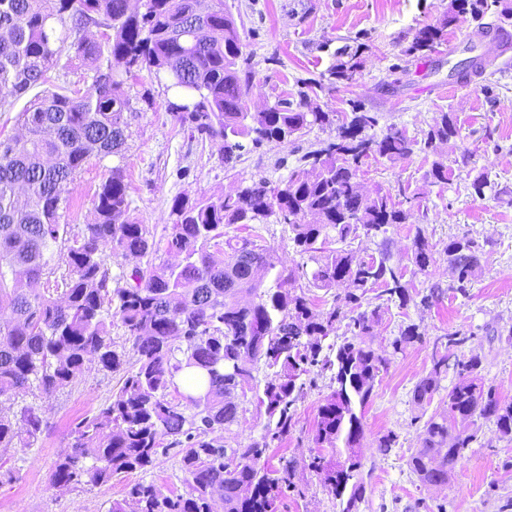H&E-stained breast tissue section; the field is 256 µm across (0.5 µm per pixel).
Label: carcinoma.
<instances>
[{
	"label": "carcinoma",
	"instance_id": "cac0c4a2",
	"mask_svg": "<svg viewBox=\"0 0 512 512\" xmlns=\"http://www.w3.org/2000/svg\"><path fill=\"white\" fill-rule=\"evenodd\" d=\"M496 9L501 23L512 21V0H454L443 19L419 28L406 54H427L441 44L446 29L467 18L481 29ZM210 30L197 42L196 24ZM102 29L90 39L87 29ZM223 0H0V111L8 112L28 91L50 82L49 70L62 53L92 72L84 90L57 86L37 92L18 120L27 134L0 141V398L14 400L36 389L50 396L69 384L90 359L118 371L125 353L113 349L108 319L119 317L133 338L134 369L126 372L112 401L71 430L72 443L51 474L57 490L98 486L112 477L153 466L160 438L182 448L188 492L165 494L152 484L136 483L109 512H277V502L294 486L293 462L268 469L263 460L274 443L293 427L296 402L315 377L331 372L333 387L318 409L314 442L319 448L308 467L322 476L340 512H358L366 486L360 477L365 428L360 411L373 394L390 357L423 341L415 324L400 330L392 351L378 352L363 337L373 335L380 307L368 310V292L381 290L403 307L412 300L402 268L382 248L361 256L354 241L378 237L404 224L410 210L387 192L362 193L359 175L366 162L396 163L418 145L429 149L458 136L454 118L442 113L423 141L390 127L370 133L378 119L353 104L339 115L312 107L308 93L298 102L281 99L249 111L245 97L252 79L250 54ZM363 45L343 52L330 70L334 83L350 84L361 67ZM487 54L456 72L464 83L486 69ZM145 71L167 80L173 92L168 111L190 138L220 142L224 164L240 158L245 142L259 146L284 142L314 126L336 125L335 139L303 156L284 185L260 179L234 194L174 198L167 249L182 257L177 265H153L154 232L125 218L128 211L124 170L113 166L95 197L93 223L79 230L60 223V205L91 155L103 160L124 156L130 98L123 86ZM452 172L440 160L427 177L446 185ZM288 216L296 252L317 263L276 268L272 250L258 234L225 238L224 227L265 224ZM224 245L218 261L209 245ZM62 265L52 266L54 248ZM434 245L417 232L411 259L421 271ZM480 244L469 237L448 241L444 252L456 272L455 290L464 295L479 268ZM146 259L114 280L106 253ZM275 273V289L262 290ZM53 287L35 292L42 277ZM318 289L346 285L345 307L319 312L299 281ZM118 282L116 287L110 283ZM124 285H119V282ZM246 295L254 296L243 301ZM344 329L342 340L324 345ZM470 340L455 331L433 342L431 369L413 389L421 406L431 401L448 351L455 350L456 382L448 390V413L429 417L420 448L411 456L413 474L424 485L448 483V474L476 441V433L457 423L479 418L493 424L501 439L512 441V401L485 384L482 361L462 348ZM267 369L257 393L269 425L260 439L227 448L210 437L238 423V389L253 380L244 359ZM197 368L205 389L181 392L176 376ZM180 400L168 398L169 391ZM43 425L42 409L24 404L13 418L0 415V449L29 448Z\"/></svg>",
	"mask_w": 512,
	"mask_h": 512
}]
</instances>
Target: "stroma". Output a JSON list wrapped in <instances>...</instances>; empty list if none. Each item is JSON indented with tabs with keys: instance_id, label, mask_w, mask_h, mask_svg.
I'll use <instances>...</instances> for the list:
<instances>
[{
	"instance_id": "1",
	"label": "stroma",
	"mask_w": 512,
	"mask_h": 512,
	"mask_svg": "<svg viewBox=\"0 0 512 512\" xmlns=\"http://www.w3.org/2000/svg\"><path fill=\"white\" fill-rule=\"evenodd\" d=\"M449 0H224L247 50L254 78L249 87L250 111L258 112L281 99H296L305 83L316 80L324 88L312 98L327 112H346L351 102L376 113L375 134L389 127L423 139L442 113H453L459 135L433 150L415 151L408 159L370 162L360 177L367 194L390 192L394 199L414 196L407 223L389 227L387 248L417 297L401 307L381 302L369 292L370 305L380 307L381 320L369 342L387 351L401 328L416 324L423 342L392 356L377 378L373 396L363 411L366 438L361 475L366 484L359 512H421L418 501L446 503L447 512H502L512 500V441L499 438L492 425L476 420L477 440L466 449L445 485H423L408 465L420 446L423 416L448 410V391L454 374L444 375L431 402L417 407L415 385L431 368L433 342L460 330L471 333L465 354L478 355L486 384L512 400V49L496 57L483 76L466 86L451 77V68L484 48L490 37L477 35L475 22L450 26L441 45L429 57L407 55L417 28L443 18ZM365 44L362 67L349 85L329 86L328 71L342 47ZM133 113L123 159L130 202L129 220L149 225L158 249L154 265L174 264L178 258L166 248L169 212L175 197L192 200L230 193L264 179L280 185L302 157L336 135L335 127H313L284 142L249 149L233 164H225L217 144H198L175 125L167 110L163 81L141 75L127 81ZM448 164V184L426 180L432 161ZM112 158L90 157L70 186L60 213L62 223L84 228L94 220L95 192L105 179ZM488 173L498 193L475 196L473 178ZM433 244V258L425 271L412 263L410 245L416 231ZM470 237L482 246L480 269L467 294L452 291L454 276L444 252L449 239ZM445 294L439 304L422 306L419 298L431 286ZM253 381L238 393V424L218 432L225 445H247L260 438L268 419L254 394L264 385L263 364L251 367ZM123 372L101 369L88 362L82 373L51 397L41 399L46 425L29 448L0 454V512H109L113 501L125 498L136 483L162 492L186 493V476L175 450L159 455L153 468L118 475L97 487L58 491L50 476L58 456L70 445L74 422L94 414L118 392ZM329 376L317 377L296 405L295 425L278 447L269 449L267 464L278 469L282 460L294 461L295 491L282 495L278 512H339L334 496L320 476L309 469L315 454L313 430L318 408L330 393ZM394 432L397 443L381 452L375 438Z\"/></svg>"
}]
</instances>
